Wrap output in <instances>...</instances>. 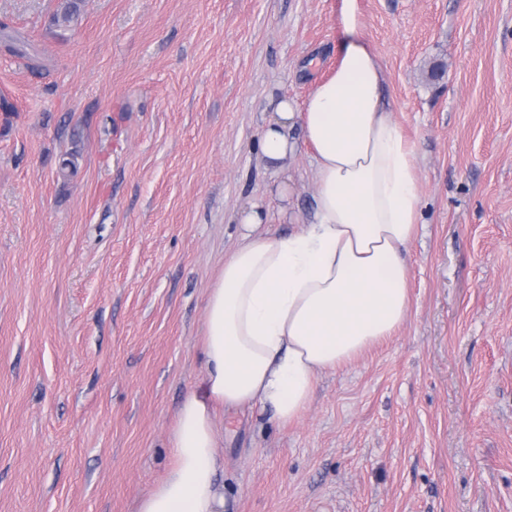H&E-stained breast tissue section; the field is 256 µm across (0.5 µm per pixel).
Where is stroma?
I'll list each match as a JSON object with an SVG mask.
<instances>
[{
  "label": "stroma",
  "mask_w": 512,
  "mask_h": 512,
  "mask_svg": "<svg viewBox=\"0 0 512 512\" xmlns=\"http://www.w3.org/2000/svg\"><path fill=\"white\" fill-rule=\"evenodd\" d=\"M65 2L0 0V512H136L242 215L312 208L307 148L258 141L342 0ZM357 8L417 154L410 310L300 422L225 413L224 512H512V0Z\"/></svg>",
  "instance_id": "35a3bbf8"
}]
</instances>
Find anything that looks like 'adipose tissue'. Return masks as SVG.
Here are the masks:
<instances>
[{
    "instance_id": "1",
    "label": "adipose tissue",
    "mask_w": 512,
    "mask_h": 512,
    "mask_svg": "<svg viewBox=\"0 0 512 512\" xmlns=\"http://www.w3.org/2000/svg\"><path fill=\"white\" fill-rule=\"evenodd\" d=\"M334 73L302 107L280 102L260 153L281 165L311 151L309 217L287 236H245L225 259L205 305V373L179 406L173 464L138 512H224L219 412L256 410L299 421L319 375L388 340L409 311L403 255L421 222L413 144L393 117L377 55L345 0ZM301 140H294V128Z\"/></svg>"
}]
</instances>
